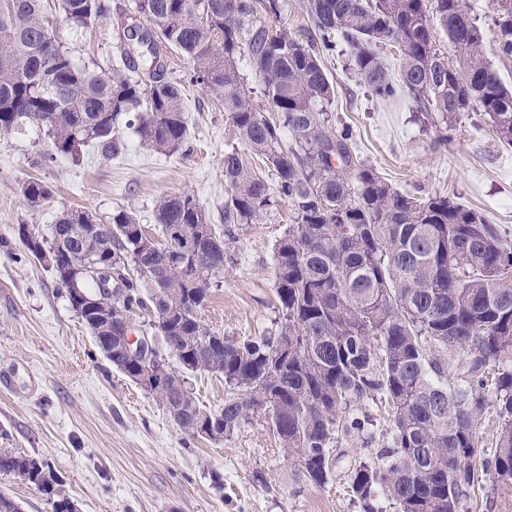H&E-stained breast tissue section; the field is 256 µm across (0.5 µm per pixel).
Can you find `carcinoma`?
<instances>
[{"instance_id":"carcinoma-1","label":"carcinoma","mask_w":512,"mask_h":512,"mask_svg":"<svg viewBox=\"0 0 512 512\" xmlns=\"http://www.w3.org/2000/svg\"><path fill=\"white\" fill-rule=\"evenodd\" d=\"M61 0L67 21L86 27L115 18L116 33L137 53L123 52L109 72L81 63L58 41L44 0H11L0 9V132L27 125L47 132L53 154L80 161L93 147L116 158L126 151L122 117L140 141L187 153L183 83L167 75L160 46L190 60V81L210 92L246 146L224 151V224H256L280 203L293 223L274 248L275 327L259 336L223 338L199 312L217 281L212 265L230 261L226 238L192 193L164 195L156 209L160 239L120 210L102 222L82 209L58 217L52 236L80 249L76 229L103 224L97 260L78 261L86 296L112 311V329L95 337L113 366L132 381L139 362L117 349L125 322L152 308L154 335L175 357L168 385L152 394L185 435L229 438L261 420L292 459L299 477L317 486L332 479L336 444L357 434L379 444L369 463L349 474L362 512H458L461 499L493 478L512 482V242L495 224L443 195L418 197L392 188L353 147L348 128L333 129L321 112L335 88L321 56L343 44L363 84L382 100L409 95L421 112L445 123L482 112L500 144L512 148V88L482 53L484 30L464 0H304L306 34L280 23L285 0ZM491 18L496 52L512 58V0H496ZM435 14L456 60L440 54ZM205 14L206 25L196 17ZM392 43L401 72L393 80L376 51ZM260 77L265 103L251 98L239 63ZM145 66V78L132 74ZM276 118L269 119L266 113ZM30 207L53 196L43 180L21 185ZM193 232L199 249L172 252L173 232ZM25 253L40 258L46 242L18 231ZM150 283L143 295L139 279ZM469 354L459 366L448 348ZM224 378V408L200 405L192 378ZM385 410L379 430L366 406ZM499 418L484 440L485 413ZM492 456L483 459L484 448ZM0 473L46 496L53 512L70 498L51 466L0 452Z\"/></svg>"}]
</instances>
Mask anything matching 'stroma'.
I'll return each instance as SVG.
<instances>
[{
    "instance_id": "obj_1",
    "label": "stroma",
    "mask_w": 512,
    "mask_h": 512,
    "mask_svg": "<svg viewBox=\"0 0 512 512\" xmlns=\"http://www.w3.org/2000/svg\"><path fill=\"white\" fill-rule=\"evenodd\" d=\"M44 8L77 60L104 68L119 61L111 20L82 29L66 21L59 0ZM162 55L169 76L186 83L189 155L155 151L131 135L125 153L111 160L92 149L79 163L49 160L45 132L0 133V450L48 462L78 512H361L348 475L374 448L340 437L335 475L317 487L297 478L259 422L224 441L184 435L154 396L112 367L51 271L18 240L22 224L50 236L72 208L104 220L127 209L152 229L160 198L182 192L195 194L223 227L224 151L237 139L209 93L187 84L186 55L174 48ZM324 68L335 85L325 110L332 126L352 129L361 160L400 192L454 195L512 240V149L499 144L488 116L466 112L449 128L409 96L372 95L345 54L325 58ZM442 135L448 143L440 148ZM32 177L53 190L37 209L19 190ZM290 222L283 204L261 223L233 225L236 261L225 265L200 312L211 331L238 338L273 328V250Z\"/></svg>"
}]
</instances>
